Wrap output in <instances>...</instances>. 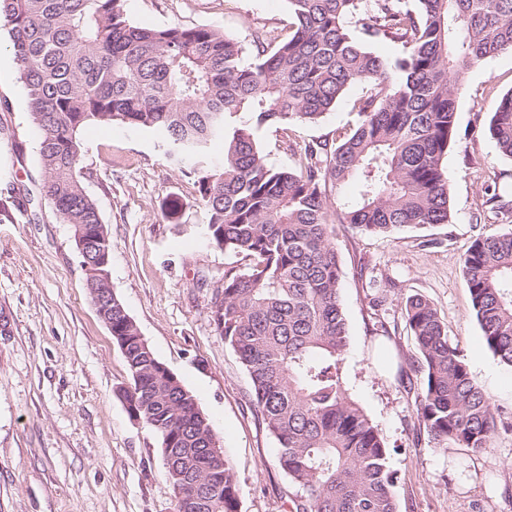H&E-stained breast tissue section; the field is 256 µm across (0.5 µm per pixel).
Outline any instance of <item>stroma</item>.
Listing matches in <instances>:
<instances>
[{"label": "stroma", "instance_id": "stroma-1", "mask_svg": "<svg viewBox=\"0 0 512 512\" xmlns=\"http://www.w3.org/2000/svg\"><path fill=\"white\" fill-rule=\"evenodd\" d=\"M125 10L145 27H213L247 49L257 31L288 22L286 0H125ZM511 90L510 53L465 74L456 144L444 161L450 223L385 236L336 227L349 334L343 381L390 449L399 512H512V433L497 435L485 454L433 447L417 417L422 377L409 367L416 350L402 315L408 296L429 300L473 378L512 412V367L487 347L463 277V255L478 234L512 229L482 212L487 191L512 193V158L488 131ZM365 91L349 86L316 123L259 129L269 162L291 167V143L334 141L355 122L352 106ZM0 127L13 141L0 148V210L27 213L0 221V512H173L160 438L127 411L119 394L130 384L126 362L89 298L72 228L42 194L37 132L3 43ZM81 139L84 185L109 233L114 293L209 419L234 466L240 512H289L293 489L278 444L211 318L225 270H243L244 260L207 243L195 186L164 157L157 134L98 125ZM172 196L188 204L179 224L162 213ZM380 317L394 325L391 336L375 335Z\"/></svg>", "mask_w": 512, "mask_h": 512}]
</instances>
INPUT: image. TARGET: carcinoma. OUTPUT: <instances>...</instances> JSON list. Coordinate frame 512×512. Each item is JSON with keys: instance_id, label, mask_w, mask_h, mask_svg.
<instances>
[{"instance_id": "1", "label": "carcinoma", "mask_w": 512, "mask_h": 512, "mask_svg": "<svg viewBox=\"0 0 512 512\" xmlns=\"http://www.w3.org/2000/svg\"><path fill=\"white\" fill-rule=\"evenodd\" d=\"M124 2L0 0V34L38 132L44 196L73 235L91 229L78 249L89 296L110 286V243L82 181L80 130L156 132L196 187L207 242L247 261L224 272L212 320L277 441L291 512H398L389 448L342 379L348 330L336 224L386 235L450 222L443 161L456 141L462 76L512 53V0H371L365 13L364 0H286L288 33H257L248 62L216 29L142 27ZM380 40L401 44L402 55L393 63L375 55ZM354 83L367 90L335 144L295 145L291 168L269 163L257 130L315 123ZM489 133L512 158V91L497 102ZM216 139L224 156L213 159ZM352 180L354 203L335 209L332 196ZM483 205L512 223L508 197L493 193ZM186 208L170 200L164 217L179 224ZM463 267L486 344L512 367V232L478 235ZM403 317L430 441L488 451L499 431L512 432V415L473 379L427 299L408 297ZM140 336L112 296V339L131 375L122 397L160 437L175 512H239L234 468L208 418Z\"/></svg>"}]
</instances>
